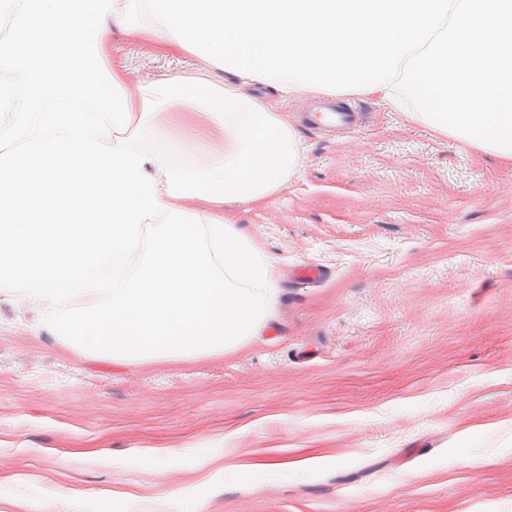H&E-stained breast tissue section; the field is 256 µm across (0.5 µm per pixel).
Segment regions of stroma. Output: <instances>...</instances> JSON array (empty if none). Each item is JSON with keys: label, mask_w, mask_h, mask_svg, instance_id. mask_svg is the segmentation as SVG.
<instances>
[{"label": "stroma", "mask_w": 512, "mask_h": 512, "mask_svg": "<svg viewBox=\"0 0 512 512\" xmlns=\"http://www.w3.org/2000/svg\"><path fill=\"white\" fill-rule=\"evenodd\" d=\"M104 63L134 95L224 80L119 33ZM256 94L309 146L226 215L277 267L260 336L127 364L0 293V512H512V166L372 98L340 130ZM181 128L164 105L159 145L204 164Z\"/></svg>", "instance_id": "stroma-1"}]
</instances>
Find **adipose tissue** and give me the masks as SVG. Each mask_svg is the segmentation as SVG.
Segmentation results:
<instances>
[{"mask_svg":"<svg viewBox=\"0 0 512 512\" xmlns=\"http://www.w3.org/2000/svg\"><path fill=\"white\" fill-rule=\"evenodd\" d=\"M115 28L229 75L164 87L223 132L209 165L156 146V97L104 68ZM0 68V288L127 362L219 355L269 315L274 265L224 209L276 194L306 147L245 85L370 96L512 163V0H0Z\"/></svg>","mask_w":512,"mask_h":512,"instance_id":"obj_1","label":"adipose tissue"}]
</instances>
